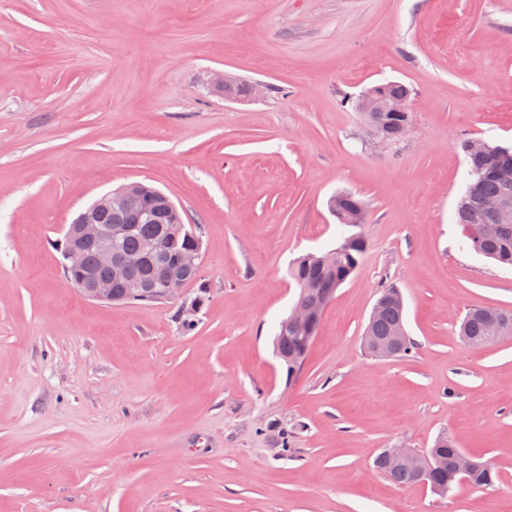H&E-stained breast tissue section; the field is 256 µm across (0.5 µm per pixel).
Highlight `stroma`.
I'll list each match as a JSON object with an SVG mask.
<instances>
[{"label": "stroma", "instance_id": "1", "mask_svg": "<svg viewBox=\"0 0 512 512\" xmlns=\"http://www.w3.org/2000/svg\"><path fill=\"white\" fill-rule=\"evenodd\" d=\"M272 86L228 102L218 75ZM408 85L390 147L350 104ZM466 139L512 146V0H0V512H512V338L474 350L512 268L469 251ZM152 185L203 227L209 298L85 299L57 249L80 211ZM368 248L301 369L273 353L289 264ZM396 286L416 348L363 333ZM448 436L500 475L399 487L382 449ZM328 210L338 212L340 217L336 218L337 224L348 228H356L365 224L366 207L364 201L350 192H339L332 195L328 200ZM356 205L362 207V213L359 217L354 218L353 213ZM486 312L498 315L508 329L504 332H496V327L488 323ZM459 336L465 345L473 349L491 345L504 336H512V310L491 307L473 308L463 318Z\"/></svg>", "mask_w": 512, "mask_h": 512}]
</instances>
